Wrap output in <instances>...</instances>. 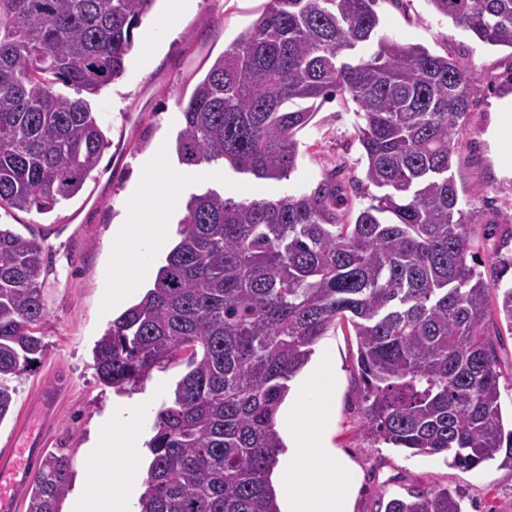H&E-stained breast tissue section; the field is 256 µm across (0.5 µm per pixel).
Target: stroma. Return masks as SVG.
<instances>
[{
	"label": "stroma",
	"mask_w": 512,
	"mask_h": 512,
	"mask_svg": "<svg viewBox=\"0 0 512 512\" xmlns=\"http://www.w3.org/2000/svg\"><path fill=\"white\" fill-rule=\"evenodd\" d=\"M263 0H156L136 30L150 39L151 61L138 49L126 58L124 75L93 98L91 106L110 142L82 190L46 214L0 210V224L32 233L44 247L52 271L43 283L47 316L42 324L44 356L14 380L10 412L0 421V454L9 446L43 391L55 393L52 413L41 420L45 450H64L75 477L92 479L88 444L96 435L116 391L99 378L92 350L117 313L104 291V276L119 250L118 224L134 214L135 198L150 186L141 162L158 148L176 151L181 109L213 61L253 22ZM377 10L386 34L419 43L436 53L457 56L477 80L475 103L459 131V161L454 179L474 212L478 240L477 269L491 277L501 244V227L512 225V171L499 167L501 141L494 133L493 101L512 94V49L486 45L438 15L427 0H379ZM352 105L336 98L324 102L301 130V155L290 179L257 180L232 170L213 178L173 162V187L185 196L203 184L220 185L226 197L255 194L277 198L319 181L337 162L351 173L361 171ZM498 193H491V186ZM339 363L333 443L355 467L361 484L354 512H383L389 499L412 489L451 486L465 496V512H512V470L485 464L471 471L451 467L446 456L410 455L369 437L361 428L358 346L355 336L337 327L315 347Z\"/></svg>",
	"instance_id": "35a3bbf8"
}]
</instances>
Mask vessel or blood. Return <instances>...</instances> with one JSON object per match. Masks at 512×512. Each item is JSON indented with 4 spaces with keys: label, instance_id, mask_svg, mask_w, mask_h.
I'll list each match as a JSON object with an SVG mask.
<instances>
[{
    "label": "vessel or blood",
    "instance_id": "vessel-or-blood-1",
    "mask_svg": "<svg viewBox=\"0 0 512 512\" xmlns=\"http://www.w3.org/2000/svg\"><path fill=\"white\" fill-rule=\"evenodd\" d=\"M51 403V398L47 397L34 407L31 422L19 429L11 451L0 457V512H14L15 504L25 490L39 458V441L34 436L33 422L45 415Z\"/></svg>",
    "mask_w": 512,
    "mask_h": 512
}]
</instances>
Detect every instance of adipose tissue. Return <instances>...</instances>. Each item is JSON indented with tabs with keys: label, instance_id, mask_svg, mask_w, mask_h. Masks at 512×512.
<instances>
[{
	"label": "adipose tissue",
	"instance_id": "ef3b65f1",
	"mask_svg": "<svg viewBox=\"0 0 512 512\" xmlns=\"http://www.w3.org/2000/svg\"><path fill=\"white\" fill-rule=\"evenodd\" d=\"M143 165L154 177V193L138 197L135 222L120 230L129 259L116 264L114 282L105 289L116 309L124 308L130 292L149 279L150 271L142 257L145 252L167 247L168 224L179 210L178 204L171 202L163 213L155 211V197L172 195L171 171L164 150L147 157ZM338 373L332 356L318 357L296 379L283 404L280 431L285 450L270 476L281 512H354L357 476L332 443L331 409L336 401ZM150 400L147 393L113 399L103 421L102 437L92 440L91 445L96 448L101 440L109 441L112 458L100 463L99 469L117 490L99 498L91 493L88 482H80L69 512H130L128 495L134 486L143 484L148 466L141 452L145 436L135 418ZM312 407L319 409L321 420L310 426L306 413Z\"/></svg>",
	"mask_w": 512,
	"mask_h": 512
}]
</instances>
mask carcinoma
<instances>
[{
  "instance_id": "1",
  "label": "carcinoma",
  "mask_w": 512,
  "mask_h": 512,
  "mask_svg": "<svg viewBox=\"0 0 512 512\" xmlns=\"http://www.w3.org/2000/svg\"><path fill=\"white\" fill-rule=\"evenodd\" d=\"M155 0H0V210L44 214L74 197L108 141L91 111L125 71ZM490 46L512 49V0H427ZM378 0H264L182 107L187 166L288 180L316 102L356 105L363 176L338 165L276 199L191 194L153 287L97 341L100 379L134 391L184 367L157 409L140 512H280L269 477L289 382L336 323L351 325L362 428L465 471L512 468L497 341L512 334V259L468 264L473 217L452 174L476 77L456 58L381 33ZM373 47L369 54L361 53ZM74 95H69V92ZM368 204L351 213L354 198ZM37 238L0 227V422L13 379L45 353ZM72 461L48 454L27 512H59ZM447 488L385 512H463Z\"/></svg>"
}]
</instances>
